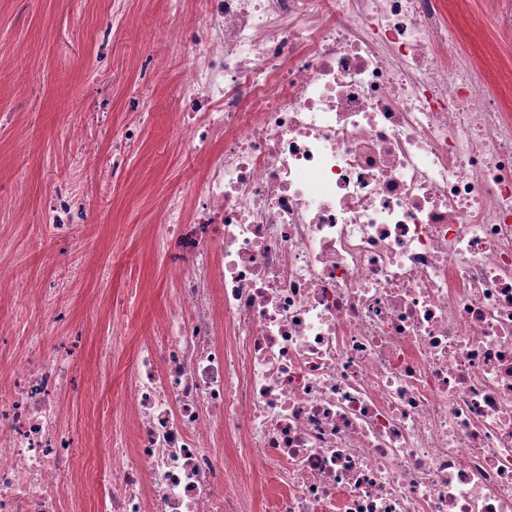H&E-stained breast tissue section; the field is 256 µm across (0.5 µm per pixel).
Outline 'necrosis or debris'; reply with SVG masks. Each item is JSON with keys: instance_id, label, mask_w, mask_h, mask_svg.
Instances as JSON below:
<instances>
[{"instance_id": "4bbe7bcc", "label": "necrosis or debris", "mask_w": 512, "mask_h": 512, "mask_svg": "<svg viewBox=\"0 0 512 512\" xmlns=\"http://www.w3.org/2000/svg\"><path fill=\"white\" fill-rule=\"evenodd\" d=\"M175 125L224 149L142 337L108 512H512V113L446 0H206ZM51 304L0 363V512L81 469Z\"/></svg>"}]
</instances>
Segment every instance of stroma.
Here are the masks:
<instances>
[{"label": "stroma", "instance_id": "obj_1", "mask_svg": "<svg viewBox=\"0 0 512 512\" xmlns=\"http://www.w3.org/2000/svg\"><path fill=\"white\" fill-rule=\"evenodd\" d=\"M456 49L497 75L512 57L489 48L496 35L481 0H448ZM204 0H0V272L38 294L55 288L66 309L59 333L74 337L76 387L67 427L84 479L66 487L86 512H104L93 475L139 339L171 308L182 271L155 248L171 201L193 218L212 152L184 151L173 132L189 109L178 82L205 36ZM166 57L167 70L153 67ZM70 253L72 266L56 259ZM98 299L97 311L86 303ZM40 306L0 288V320L17 326L0 359L23 355Z\"/></svg>", "mask_w": 512, "mask_h": 512}]
</instances>
